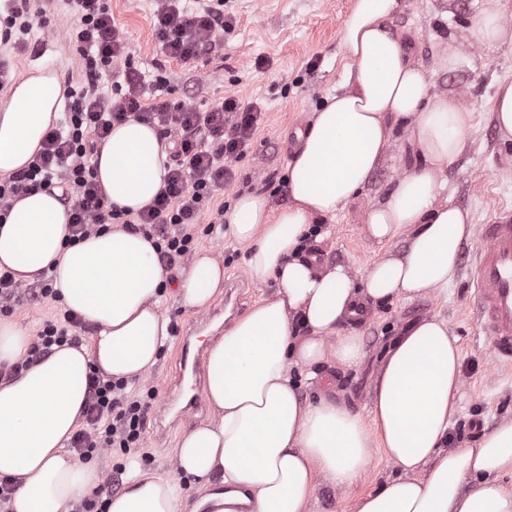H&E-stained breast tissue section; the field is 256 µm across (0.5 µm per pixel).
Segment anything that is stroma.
I'll return each mask as SVG.
<instances>
[{
    "instance_id": "obj_1",
    "label": "stroma",
    "mask_w": 512,
    "mask_h": 512,
    "mask_svg": "<svg viewBox=\"0 0 512 512\" xmlns=\"http://www.w3.org/2000/svg\"><path fill=\"white\" fill-rule=\"evenodd\" d=\"M223 2L225 15L233 19L223 44L203 59L184 63L162 54L150 20L151 0H106L113 20L132 43V67L144 75L147 85L160 78L166 80L167 88L157 92V101L176 102L189 89L207 108L227 97L261 104L264 118L253 149L235 162V179L217 199L228 204L241 192L260 191L274 205H283L288 201L284 179L297 133L306 128L313 112L342 82L344 61L337 31L350 11L351 0ZM486 7L487 0H405L404 11L392 22L397 32L415 34V60L430 74L432 92L454 94L472 114L463 133L465 149L444 170L443 177L449 194L477 224L488 223L500 211L512 210V141L500 139L492 112L497 83L512 81V42L490 54L468 40L470 24ZM46 18V25L33 27L29 42L37 44L49 29L60 42L57 51L39 59L26 51L13 53L7 45L0 47V52L12 55L21 74L39 61L54 69L60 79L80 75L78 48L64 40L66 32L76 25V17L63 0H55ZM452 41L459 47V63L450 71L442 66L441 59ZM315 56L320 59L318 67H309ZM404 143L403 131H396L395 157L402 158V165L413 164L414 157L405 151ZM402 165L386 161L357 199L326 219L324 233L316 241L322 263H343L361 271L402 247L399 239L389 243L370 239L362 224L367 206L382 200L400 176ZM480 247L481 241L475 236L463 245L447 292L371 307L367 318L356 326L367 350L364 362L352 369L327 367L328 380L324 383L295 374L302 397L318 400L330 387L351 412L370 418L372 388L392 339L411 323L436 315L447 321L462 353V398L455 421L478 419L487 431L512 422V372L502 371L494 363L477 329L470 262ZM393 472L390 463L374 455L355 492L321 485L312 512H354L356 493L377 489Z\"/></svg>"
}]
</instances>
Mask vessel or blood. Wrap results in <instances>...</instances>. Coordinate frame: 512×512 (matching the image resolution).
I'll return each mask as SVG.
<instances>
[{"mask_svg": "<svg viewBox=\"0 0 512 512\" xmlns=\"http://www.w3.org/2000/svg\"><path fill=\"white\" fill-rule=\"evenodd\" d=\"M484 245L476 253L472 265L475 287V312L480 334L488 343L494 362L512 367V211L499 214L493 221L478 228ZM220 308L199 312L195 324L179 336L181 366L198 365L201 352L193 338L198 328L220 315ZM181 414L202 410L201 391L185 377H178L172 392Z\"/></svg>", "mask_w": 512, "mask_h": 512, "instance_id": "1", "label": "vessel or blood"}]
</instances>
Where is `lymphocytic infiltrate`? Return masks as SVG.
Masks as SVG:
<instances>
[{
  "label": "lymphocytic infiltrate",
  "instance_id": "obj_1",
  "mask_svg": "<svg viewBox=\"0 0 512 512\" xmlns=\"http://www.w3.org/2000/svg\"><path fill=\"white\" fill-rule=\"evenodd\" d=\"M78 24L69 33L83 60L82 76L67 85L63 121L49 130L41 149L20 171L0 179V217L23 195L60 189L72 238L83 239L119 224L151 239L158 261L171 268L193 250L200 237L224 224L223 209H210L216 191L235 178L233 164L247 155L263 121L260 105L225 98L200 109L194 96L176 103H150L142 74L130 67L132 48L113 21L104 0H66ZM44 0H8L5 38L25 49L34 22L44 13ZM151 22L170 58L197 60L224 41L229 22L223 9L208 0H152ZM153 126L172 143L164 186L153 203L138 213L111 207L93 178L91 160L97 144L114 124L127 118ZM209 221H202V214ZM53 301L51 276L31 284L17 282L11 271H0V310L12 311L21 298ZM82 323L71 313L45 320L29 350L14 365L29 367L48 355L52 346L75 344ZM155 394L142 388L131 393L126 383L93 378L83 419L70 441L80 459L94 461L116 453L128 454L144 444L148 411Z\"/></svg>",
  "mask_w": 512,
  "mask_h": 512
}]
</instances>
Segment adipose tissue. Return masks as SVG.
I'll use <instances>...</instances> for the list:
<instances>
[{"label":"adipose tissue","instance_id":"ef3b65f1","mask_svg":"<svg viewBox=\"0 0 512 512\" xmlns=\"http://www.w3.org/2000/svg\"><path fill=\"white\" fill-rule=\"evenodd\" d=\"M404 0H352L337 32L346 61L342 89L314 112L287 166V204L246 192L224 212V236L245 247L256 284L276 290L225 329L207 352L204 395L216 417L185 432L173 457L178 472L161 476L127 456L125 486L107 512H311L321 484L354 485L375 449L398 470L359 497L355 512H512V422L477 446L448 447L461 398V351L448 324L431 316L408 327L384 355L372 389V419L326 398H303L300 372L321 378L334 363L357 366L367 352L353 323L367 306L447 289L472 218L454 203L440 175L464 149L469 112L451 95L430 91L406 37L391 27ZM489 50L512 40L498 6L469 29ZM64 85L35 67L0 92V177L23 169L60 117ZM416 158L383 201L364 216L374 240L405 237L398 252L363 275L321 265L301 251L310 225L334 216L363 193L391 156L395 129ZM167 146L134 119L116 124L92 158L108 202L139 211L164 185ZM58 191L16 200L0 225V269L22 283L53 272L58 302L92 325L79 344L53 347L11 374L26 354L28 330L0 318V477L17 478L10 512H74L104 481L95 463L73 455L69 440L82 419L89 377L131 382L148 376L170 340L161 308L166 272L143 234L111 231L67 243ZM224 286V267L196 252L176 291L188 310L208 307ZM200 494L191 501L181 475Z\"/></svg>","mask_w":512,"mask_h":512}]
</instances>
